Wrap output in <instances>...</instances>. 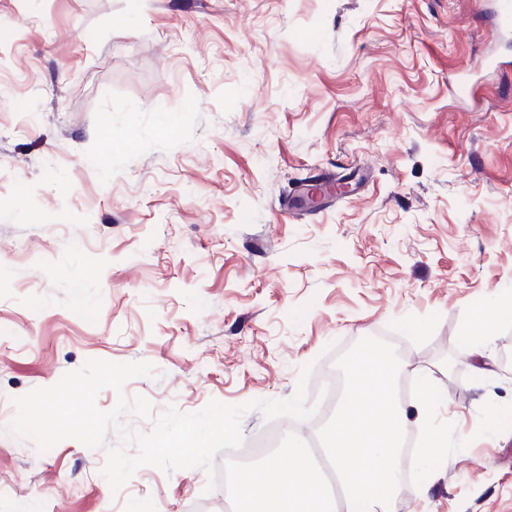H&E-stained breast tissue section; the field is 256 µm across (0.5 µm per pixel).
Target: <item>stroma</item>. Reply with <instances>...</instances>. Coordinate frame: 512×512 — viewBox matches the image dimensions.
Listing matches in <instances>:
<instances>
[{"mask_svg": "<svg viewBox=\"0 0 512 512\" xmlns=\"http://www.w3.org/2000/svg\"><path fill=\"white\" fill-rule=\"evenodd\" d=\"M499 0H0V512H225L204 469L38 452L14 397L86 360L168 407L284 399L367 336L470 444L396 512H512V35ZM512 322V290L496 294L486 308H480L471 315L464 329L463 339L471 344V355L477 365L478 376L485 377V370L478 364L486 357V350L497 335L498 327Z\"/></svg>", "mask_w": 512, "mask_h": 512, "instance_id": "stroma-1", "label": "stroma"}]
</instances>
